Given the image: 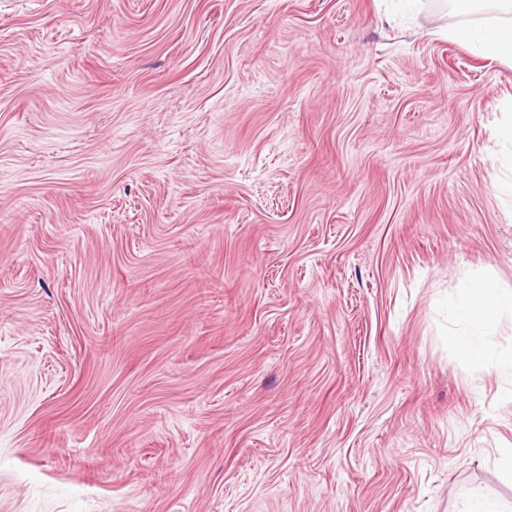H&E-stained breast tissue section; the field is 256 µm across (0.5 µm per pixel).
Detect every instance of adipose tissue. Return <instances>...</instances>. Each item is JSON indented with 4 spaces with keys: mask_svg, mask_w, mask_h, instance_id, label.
Segmentation results:
<instances>
[{
    "mask_svg": "<svg viewBox=\"0 0 512 512\" xmlns=\"http://www.w3.org/2000/svg\"><path fill=\"white\" fill-rule=\"evenodd\" d=\"M457 38L476 47L484 56L512 62V23H489L468 30ZM449 317L459 328L448 335L449 346L478 367H494L512 372V353L494 348L489 338L495 335L504 316H512V291L489 282H476L462 288L448 303Z\"/></svg>",
    "mask_w": 512,
    "mask_h": 512,
    "instance_id": "1",
    "label": "adipose tissue"
}]
</instances>
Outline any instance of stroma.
I'll list each match as a JSON object with an SVG mask.
<instances>
[{"instance_id":"obj_1","label":"stroma","mask_w":512,"mask_h":512,"mask_svg":"<svg viewBox=\"0 0 512 512\" xmlns=\"http://www.w3.org/2000/svg\"><path fill=\"white\" fill-rule=\"evenodd\" d=\"M445 0H0V512L512 502V63ZM460 290L456 298L448 301V315L464 328L448 334V345L475 366L512 373V351L500 352L488 340L495 336L504 316L512 319V291L489 282H476Z\"/></svg>"}]
</instances>
